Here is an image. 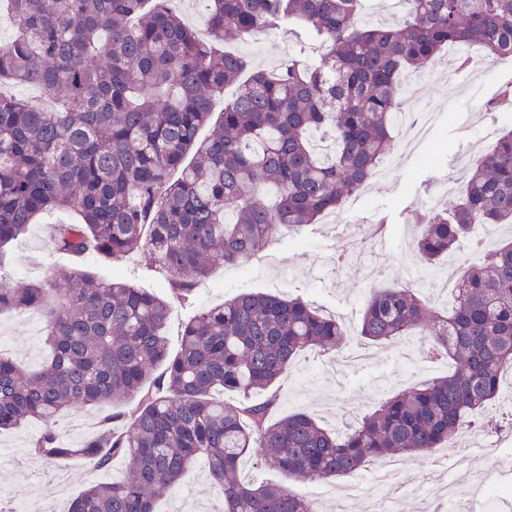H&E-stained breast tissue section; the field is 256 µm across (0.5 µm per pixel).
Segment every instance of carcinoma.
Segmentation results:
<instances>
[{
  "label": "carcinoma",
  "mask_w": 512,
  "mask_h": 512,
  "mask_svg": "<svg viewBox=\"0 0 512 512\" xmlns=\"http://www.w3.org/2000/svg\"><path fill=\"white\" fill-rule=\"evenodd\" d=\"M362 2L207 0L202 39L167 0H0L15 25L0 45V82L60 94L54 110L0 94V268L38 214L71 209L80 221L55 225L57 251L77 261L139 255L166 275L172 300L190 304L217 269L362 190L393 149L407 72L462 43L512 55V0H405L390 26L358 24ZM227 29L243 40L292 33L294 52L258 69L224 49ZM228 87L236 94L226 99ZM475 224H512V129L468 168L451 212L425 214L418 255L438 263ZM457 283L448 311L418 288L370 289L358 338L382 347L421 336L455 369L334 431L305 412L272 419L300 352L353 342L300 295L246 292L201 310L173 353L170 303L127 281L76 265L24 288L0 282V313L41 314L46 348L32 368L0 352V430L42 422L30 451L49 462L80 456L105 471L126 460L124 480L89 484L69 512H154L155 497L201 458L224 512H315L284 485L241 479L243 456L260 448L262 465L300 482L349 477L434 453L499 399L512 366V241L466 261ZM76 407L96 409L99 426L71 443L59 420Z\"/></svg>",
  "instance_id": "cac0c4a2"
}]
</instances>
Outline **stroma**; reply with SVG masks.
Returning <instances> with one entry per match:
<instances>
[{
  "label": "stroma",
  "mask_w": 512,
  "mask_h": 512,
  "mask_svg": "<svg viewBox=\"0 0 512 512\" xmlns=\"http://www.w3.org/2000/svg\"><path fill=\"white\" fill-rule=\"evenodd\" d=\"M294 36L275 38L257 36L247 40L229 39L228 50L245 55L259 68L275 69L293 48ZM424 93L413 105L417 112H437L441 115L429 139L416 154L398 166L385 182L370 188L357 201L346 202L335 222L317 221L295 233H282L278 242L243 265L222 271L224 285L198 291L194 307L207 308L240 292L278 291L283 295L302 294L322 313L336 316L351 331L357 330L367 291L397 281L403 264L402 243L414 238L408 212L421 204L433 209H449L453 203L443 196L445 181L465 188L466 173L458 160L469 155L475 158L491 152L493 143L484 136L488 129H504L512 121L500 112L488 110L500 84L512 79V67L500 68L488 63L475 76L461 75L456 89L437 81L432 69L414 73ZM73 211H57L39 216L28 233L9 248V263L0 270V279L14 288L43 279L47 270L67 268L71 258L57 251L51 238L52 225L77 222ZM381 223L385 226L388 246L379 262L365 261L354 256L352 262L336 265L337 254L353 249L363 225ZM84 265L98 277L120 276L157 294L165 292V277L160 270L147 269L138 259L115 267L101 256L92 255ZM191 307V308H194ZM191 308L173 306L168 323L169 344L178 349L180 332ZM0 351L15 361L32 366L45 354L43 338L27 333V327L16 314L0 316ZM374 360L352 370L338 371L322 366L320 355L303 353L281 381V414L305 411L328 425L339 413L355 420L372 409L379 399L401 393L423 382L447 376L450 360H435L429 367L413 369L400 344L374 351ZM39 428L32 422L20 429L0 432V448L22 440L15 460L0 465V498L22 507L23 512H68V499H54L56 483L66 484L70 496L77 495L90 481L119 480L125 475L123 460H115L109 471L89 472L79 457L51 464L31 456L26 448ZM260 449H251L242 463L241 474L259 483L289 484L295 492L310 498H321L324 512H336V502L329 495V481L302 483L287 480L280 471L260 467ZM430 456L420 454L403 460V469L396 482L388 488L377 487L372 479L374 466L360 470L364 483L359 494L350 502V512H365L367 500H392L397 512H512V452L472 459L470 474H482L496 483L498 492L490 501L471 497L457 498L455 503L438 502L429 492L417 491L421 474L431 469ZM224 503L214 488L205 463L195 464L183 479L156 502L157 512H222Z\"/></svg>",
  "instance_id": "obj_1"
}]
</instances>
